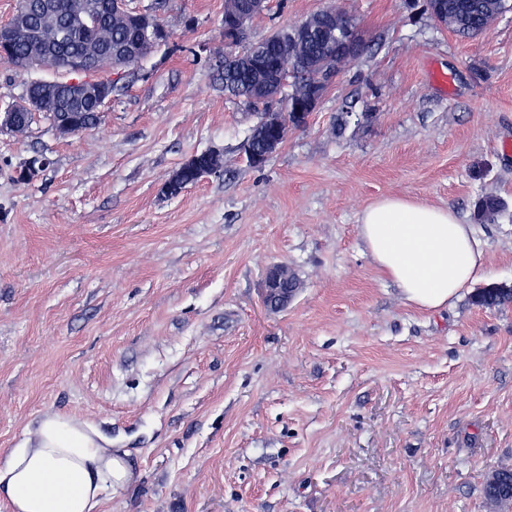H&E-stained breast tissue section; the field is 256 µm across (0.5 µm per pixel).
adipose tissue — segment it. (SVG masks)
<instances>
[{"label":"adipose tissue","instance_id":"obj_1","mask_svg":"<svg viewBox=\"0 0 512 512\" xmlns=\"http://www.w3.org/2000/svg\"><path fill=\"white\" fill-rule=\"evenodd\" d=\"M359 232L378 270L420 310L448 305L484 267V241L448 208L384 197L362 210ZM128 479L124 459L99 435L59 415L0 463L9 512H96Z\"/></svg>","mask_w":512,"mask_h":512}]
</instances>
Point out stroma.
<instances>
[{"label": "stroma", "instance_id": "1", "mask_svg": "<svg viewBox=\"0 0 512 512\" xmlns=\"http://www.w3.org/2000/svg\"><path fill=\"white\" fill-rule=\"evenodd\" d=\"M328 3L267 0L249 38ZM340 5L363 49L262 168L242 149L259 116L221 82L224 0H166L168 42L99 128L0 132V460L55 413L126 455L98 512H488L487 474L512 469V304L467 287L417 310L359 217L452 209L485 242L480 285H512V8L462 40L426 0ZM55 76L0 63V112ZM208 150L223 171L162 193ZM487 195L506 207L475 223ZM276 264L301 286L271 311ZM472 301L475 305L493 309L512 303V293L499 290L496 283L488 284L473 294Z\"/></svg>", "mask_w": 512, "mask_h": 512}]
</instances>
